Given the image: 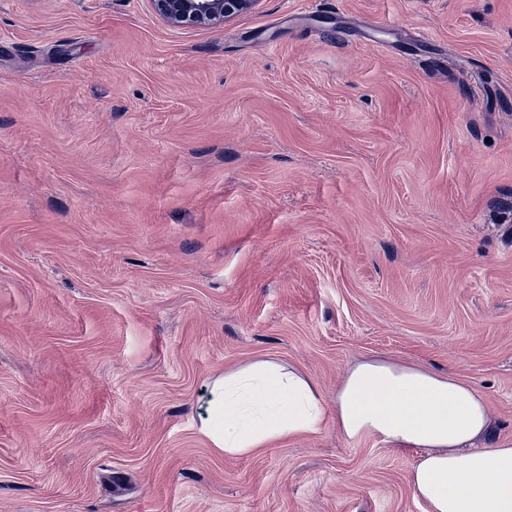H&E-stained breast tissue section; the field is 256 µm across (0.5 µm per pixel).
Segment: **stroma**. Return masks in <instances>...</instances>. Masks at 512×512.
Returning <instances> with one entry per match:
<instances>
[{"label": "stroma", "mask_w": 512, "mask_h": 512, "mask_svg": "<svg viewBox=\"0 0 512 512\" xmlns=\"http://www.w3.org/2000/svg\"><path fill=\"white\" fill-rule=\"evenodd\" d=\"M390 357L512 438V0H0V512H425L420 453L198 430ZM262 0H151L156 14L170 27L223 26L256 10ZM325 417L309 377L276 360L259 359L209 381L198 430L212 448L241 457L318 432Z\"/></svg>", "instance_id": "obj_1"}]
</instances>
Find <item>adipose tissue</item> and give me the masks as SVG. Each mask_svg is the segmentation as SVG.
I'll return each instance as SVG.
<instances>
[{
	"label": "adipose tissue",
	"mask_w": 512,
	"mask_h": 512,
	"mask_svg": "<svg viewBox=\"0 0 512 512\" xmlns=\"http://www.w3.org/2000/svg\"><path fill=\"white\" fill-rule=\"evenodd\" d=\"M329 415L346 438L423 449L410 486L429 512H512V439L482 447L487 401L452 373L365 359L347 369L329 412L309 377L259 359L209 381L198 430L212 448L241 457L318 432Z\"/></svg>",
	"instance_id": "adipose-tissue-1"
}]
</instances>
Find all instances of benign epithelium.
Returning <instances> with one entry per match:
<instances>
[{"label":"benign epithelium","mask_w":512,"mask_h":512,"mask_svg":"<svg viewBox=\"0 0 512 512\" xmlns=\"http://www.w3.org/2000/svg\"><path fill=\"white\" fill-rule=\"evenodd\" d=\"M156 14L174 28L219 27L238 15L256 10L261 0H151Z\"/></svg>","instance_id":"7a95c632"}]
</instances>
